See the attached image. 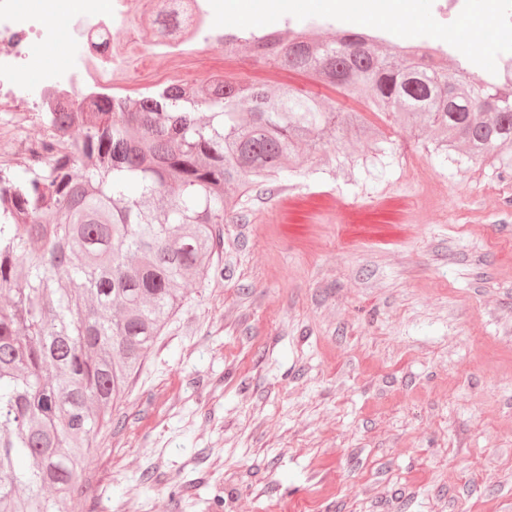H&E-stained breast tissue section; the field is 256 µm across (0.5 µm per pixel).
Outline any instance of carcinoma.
Segmentation results:
<instances>
[{"mask_svg":"<svg viewBox=\"0 0 512 512\" xmlns=\"http://www.w3.org/2000/svg\"><path fill=\"white\" fill-rule=\"evenodd\" d=\"M257 55L375 112L435 132L432 151L512 174V85L461 81L416 58L381 54L347 31L252 34ZM487 99L476 109L474 101ZM208 110L201 120L200 106ZM41 159L0 167V512H68L94 435L128 394L146 352L214 262L227 218L296 171L302 147L350 166L336 129L359 112L283 83L210 80L42 112Z\"/></svg>","mask_w":512,"mask_h":512,"instance_id":"carcinoma-1","label":"carcinoma"}]
</instances>
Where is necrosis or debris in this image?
<instances>
[{"mask_svg":"<svg viewBox=\"0 0 512 512\" xmlns=\"http://www.w3.org/2000/svg\"><path fill=\"white\" fill-rule=\"evenodd\" d=\"M224 0H0V136L28 113L75 112L104 92H127L130 74L170 86L187 84L202 47L221 41L214 17ZM66 32L64 63L45 61L40 46ZM448 54L466 74L512 81V60L491 66L456 40Z\"/></svg>","mask_w":512,"mask_h":512,"instance_id":"4bbe7bcc","label":"necrosis or debris"}]
</instances>
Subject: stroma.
<instances>
[{"label":"stroma","instance_id":"stroma-1","mask_svg":"<svg viewBox=\"0 0 512 512\" xmlns=\"http://www.w3.org/2000/svg\"><path fill=\"white\" fill-rule=\"evenodd\" d=\"M457 27L487 62L512 35ZM396 33L437 34L433 0ZM314 84L243 48L194 79ZM224 225L98 431L73 512H512V180L368 115Z\"/></svg>","mask_w":512,"mask_h":512}]
</instances>
